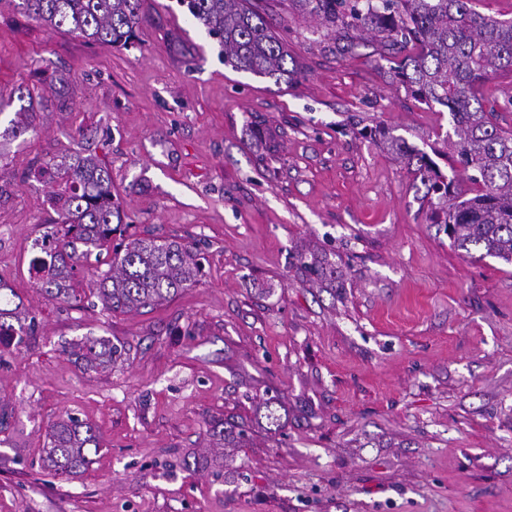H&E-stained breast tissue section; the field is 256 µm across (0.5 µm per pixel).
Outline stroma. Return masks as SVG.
<instances>
[{"mask_svg":"<svg viewBox=\"0 0 512 512\" xmlns=\"http://www.w3.org/2000/svg\"><path fill=\"white\" fill-rule=\"evenodd\" d=\"M257 4L291 81L225 66L176 0H144L127 49L0 5V93L48 98L0 145V282L34 320L0 348V512H512V264L455 249L369 134L442 152L448 112L411 96L381 38ZM88 154L132 233L194 248L196 283L132 314L37 287L58 215L34 172ZM315 256L334 271L319 284ZM100 337L122 363L70 355ZM257 397L279 399L280 427ZM68 413L102 447L64 477L41 449ZM241 417L244 437L207 456L212 423Z\"/></svg>","mask_w":512,"mask_h":512,"instance_id":"stroma-1","label":"stroma"}]
</instances>
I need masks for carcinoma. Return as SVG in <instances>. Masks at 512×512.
<instances>
[{
  "label": "carcinoma",
  "instance_id": "carcinoma-1",
  "mask_svg": "<svg viewBox=\"0 0 512 512\" xmlns=\"http://www.w3.org/2000/svg\"><path fill=\"white\" fill-rule=\"evenodd\" d=\"M56 32L112 46L134 44L145 22L144 0H5ZM219 45L224 65L260 77L289 81L297 74L288 46L251 0H178ZM327 29L375 33L406 51L396 64L416 101L446 108L455 154L452 175L402 138L376 128L392 152L427 187L430 220L444 228L452 246L512 263V128L501 113L512 110V96L500 104L494 94L479 99L474 89L499 71L512 72V20H494L476 12L472 0H293ZM33 106L14 112L8 131L17 138L34 129ZM474 196L454 190L461 172ZM53 186L49 202L62 219V235L31 260L36 284L50 294L79 298L73 288L77 245L112 250V263L90 294L111 313L157 306L191 286L200 272L197 253L175 239L126 236L128 225L112 196V180L94 155L39 171ZM14 289L0 283V343L24 342L31 335ZM79 359L107 367L122 358L124 346L88 339L78 345ZM101 448L95 428L69 415L53 423L42 452L49 466L77 474Z\"/></svg>",
  "mask_w": 512,
  "mask_h": 512
}]
</instances>
